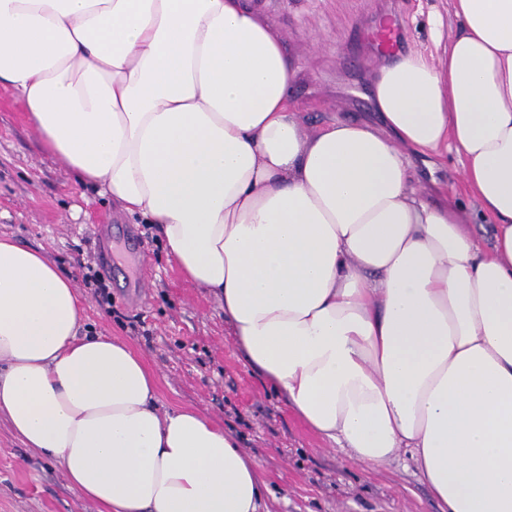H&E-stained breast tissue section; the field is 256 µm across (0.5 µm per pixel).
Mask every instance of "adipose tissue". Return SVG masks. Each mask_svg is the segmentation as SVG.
<instances>
[{
  "mask_svg": "<svg viewBox=\"0 0 512 512\" xmlns=\"http://www.w3.org/2000/svg\"><path fill=\"white\" fill-rule=\"evenodd\" d=\"M442 56L373 86L380 125H307L244 0H0V86L79 183L156 225L247 364L368 467L408 449L440 512H512V0H451ZM453 150L490 246L423 199ZM0 237V416L99 512H258L236 436L163 409L124 341Z\"/></svg>",
  "mask_w": 512,
  "mask_h": 512,
  "instance_id": "obj_1",
  "label": "adipose tissue"
}]
</instances>
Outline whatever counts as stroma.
Returning a JSON list of instances; mask_svg holds the SVG:
<instances>
[{
	"instance_id": "1",
	"label": "stroma",
	"mask_w": 512,
	"mask_h": 512,
	"mask_svg": "<svg viewBox=\"0 0 512 512\" xmlns=\"http://www.w3.org/2000/svg\"><path fill=\"white\" fill-rule=\"evenodd\" d=\"M284 39L293 98L305 121L379 122L371 86L384 59L371 41L380 18L404 51L438 56L429 19L453 28L449 0H248ZM431 199L477 206L452 152L415 160ZM0 236L40 251L85 300L79 334L124 340L159 378L162 408H192L223 423L259 465L265 512H437L415 463L399 455L365 469L306 427L244 363L215 300L185 280L153 225L79 185L50 157L11 92L0 87ZM92 259L112 295L98 303L78 262ZM0 512H97L52 459L26 448L0 419Z\"/></svg>"
}]
</instances>
